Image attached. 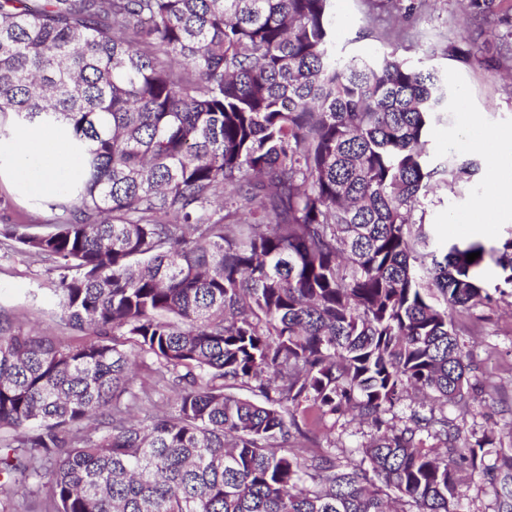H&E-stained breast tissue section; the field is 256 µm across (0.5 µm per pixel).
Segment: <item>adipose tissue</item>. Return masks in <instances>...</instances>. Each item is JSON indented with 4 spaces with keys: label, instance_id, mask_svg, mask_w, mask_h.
Listing matches in <instances>:
<instances>
[{
    "label": "adipose tissue",
    "instance_id": "ef3b65f1",
    "mask_svg": "<svg viewBox=\"0 0 512 512\" xmlns=\"http://www.w3.org/2000/svg\"><path fill=\"white\" fill-rule=\"evenodd\" d=\"M481 141L492 150L488 169L490 194L476 204L478 212L512 210V131H485ZM80 163L68 141L52 131L18 129L0 141V178L16 177L27 193L53 198L74 186Z\"/></svg>",
    "mask_w": 512,
    "mask_h": 512
}]
</instances>
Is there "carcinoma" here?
I'll use <instances>...</instances> for the list:
<instances>
[{"instance_id": "cac0c4a2", "label": "carcinoma", "mask_w": 512, "mask_h": 512, "mask_svg": "<svg viewBox=\"0 0 512 512\" xmlns=\"http://www.w3.org/2000/svg\"><path fill=\"white\" fill-rule=\"evenodd\" d=\"M331 2L0 0V114L62 126L82 168L49 216L0 223L91 335L0 320L3 512L39 495L48 512H463L461 463L512 512V455L455 446L445 416L414 412L344 463L296 444L300 413L379 430L410 389L463 399L453 315L490 298L496 255L512 287V237L412 231L455 177L426 152L448 87L394 51L336 57ZM462 4L512 40L500 0ZM476 40L446 51L512 69ZM138 357L166 409L134 386Z\"/></svg>"}]
</instances>
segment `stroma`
<instances>
[{
  "label": "stroma",
  "mask_w": 512,
  "mask_h": 512,
  "mask_svg": "<svg viewBox=\"0 0 512 512\" xmlns=\"http://www.w3.org/2000/svg\"><path fill=\"white\" fill-rule=\"evenodd\" d=\"M392 0H334V47L337 55L376 56L393 50L417 66L436 69L452 92L447 123L434 126L427 151L438 163L455 155L469 170L456 184L437 188L425 204L423 223L432 227L436 243L479 241L495 245L512 236V212L491 216L481 224L474 206L489 192L487 170L491 152L477 139L481 130L512 128V78L449 56L445 47L459 40L467 27L460 0H430L427 9L398 21ZM0 223V318L22 325L39 336L79 342L85 333L61 319L56 290L60 273L48 261L7 247ZM454 326L469 353L470 380L476 391L448 406L449 430L458 445L488 433L497 447L512 449V293L493 300L470 316H457ZM374 429L346 414L326 418L312 433L319 447L335 445L337 457H356ZM464 512H498V502L480 472L459 473Z\"/></svg>",
  "instance_id": "obj_1"
}]
</instances>
